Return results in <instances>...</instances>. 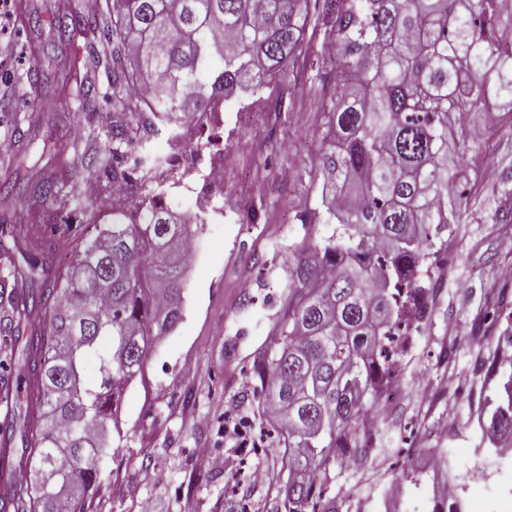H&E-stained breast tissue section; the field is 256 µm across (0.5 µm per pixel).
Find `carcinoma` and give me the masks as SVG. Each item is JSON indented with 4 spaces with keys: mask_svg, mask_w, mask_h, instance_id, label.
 <instances>
[{
    "mask_svg": "<svg viewBox=\"0 0 512 512\" xmlns=\"http://www.w3.org/2000/svg\"><path fill=\"white\" fill-rule=\"evenodd\" d=\"M502 0H105L83 18L55 14L60 39L106 30L112 51L70 75L92 105V74L112 69V94L129 117L112 125L116 147L78 164L51 151L22 188L28 209L64 200L91 170L121 165L157 170L169 158L138 154L152 136L177 138L196 113L234 92L277 91L293 77L311 18L330 22L325 65L336 73L323 112L335 137L322 153L327 233L291 252V282L277 346L252 365L257 414L277 425V512H340L331 486L336 467L367 462L374 435L364 424L397 373L392 343L421 320L434 295L418 272L438 253L433 234L485 209L477 191L448 195L468 180L448 151L465 157L487 144L453 137L470 112L512 106V42ZM145 97L131 96L135 87ZM491 220L512 219L503 183ZM1 224L0 355L18 361L30 382L26 403L0 421V470L11 480L0 512H84L101 486L96 460L109 451L120 393L141 372L148 347L182 318V284L191 225L162 193L112 213V223L65 220ZM75 260L52 268L57 253ZM109 348L101 350L102 342ZM98 360L86 379L88 357ZM503 393L485 396L488 440L512 447V353L481 361ZM509 438H502L503 432Z\"/></svg>",
    "mask_w": 512,
    "mask_h": 512,
    "instance_id": "obj_1",
    "label": "carcinoma"
}]
</instances>
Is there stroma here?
Instances as JSON below:
<instances>
[{"instance_id":"obj_1","label":"stroma","mask_w":512,"mask_h":512,"mask_svg":"<svg viewBox=\"0 0 512 512\" xmlns=\"http://www.w3.org/2000/svg\"><path fill=\"white\" fill-rule=\"evenodd\" d=\"M56 2L11 0L12 13L0 22V115L20 116V130L42 135L59 126L56 149L67 158L83 145L111 150L120 110L111 70L95 75L91 112L76 92L38 74L48 61L63 73L84 72L91 51L106 43L58 40ZM324 30L320 24L307 34L294 62L299 89L280 109L256 96L247 113L238 97L224 102V192L242 199L240 214L197 229L204 258L185 270L182 319L149 348L141 376L123 393L125 437L102 459L101 488L87 512H239L242 501L248 512H277L284 487L275 477V437L265 438L261 455L242 457L224 417L252 418L251 367L277 340L289 253L316 233L299 215L320 204L318 165L331 137L321 101L336 77L317 73ZM462 130L493 135L484 158L469 161L481 197L493 201L512 182V125L500 113L473 112ZM444 252L446 265L429 270L436 292L400 362L397 400L379 425L377 449L366 466L336 474L332 491L344 512H420L431 505L438 451L452 453L464 470L485 445L474 325L488 299L512 289L501 276L512 268V221L457 225ZM415 474L420 483L408 501L389 504L390 486Z\"/></svg>"}]
</instances>
